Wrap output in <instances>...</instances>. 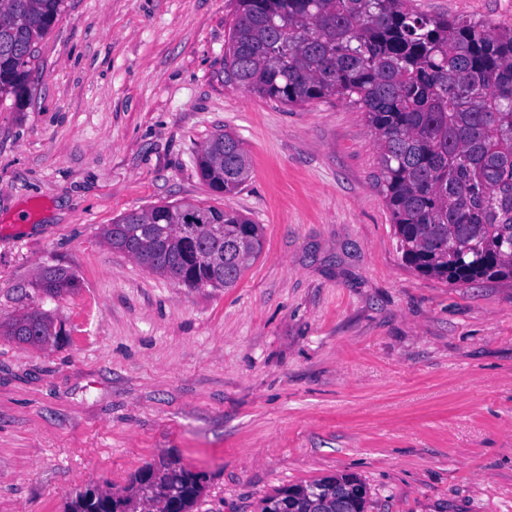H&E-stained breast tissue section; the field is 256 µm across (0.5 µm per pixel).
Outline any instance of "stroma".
<instances>
[{"mask_svg":"<svg viewBox=\"0 0 512 512\" xmlns=\"http://www.w3.org/2000/svg\"><path fill=\"white\" fill-rule=\"evenodd\" d=\"M512 26V0H406ZM237 0H65L23 108L0 101V512L125 494L173 459L194 512H260L339 472L366 512H512V282L407 265L373 184L359 105L287 106L224 71ZM236 134L251 165L213 192L195 156ZM238 210L263 250L231 288H188L117 252L113 221L167 202ZM74 290L38 292L44 266ZM4 336H10L19 343L43 345L58 336L53 317L43 311H31L1 323Z\"/></svg>","mask_w":512,"mask_h":512,"instance_id":"stroma-1","label":"stroma"}]
</instances>
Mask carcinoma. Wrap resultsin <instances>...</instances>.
I'll list each match as a JSON object with an SVG mask.
<instances>
[{
	"mask_svg": "<svg viewBox=\"0 0 512 512\" xmlns=\"http://www.w3.org/2000/svg\"><path fill=\"white\" fill-rule=\"evenodd\" d=\"M64 0H0V98L27 91L36 45ZM227 75L285 105L336 98L359 104L378 150L375 185L391 214L399 252L415 270L450 282H512V27L430 17L404 0H238ZM197 165L212 191L249 178L243 142L222 132ZM193 217L197 257L181 225ZM104 238L150 270L190 288H231L259 257V225L204 202L130 212ZM36 286L55 297L77 286L69 269H41ZM29 345L58 335L31 311L0 325ZM201 481L175 464L149 466L128 493L79 491L65 512H192ZM367 489L349 474L278 490L261 512H365Z\"/></svg>",
	"mask_w": 512,
	"mask_h": 512,
	"instance_id": "cac0c4a2",
	"label": "carcinoma"
}]
</instances>
